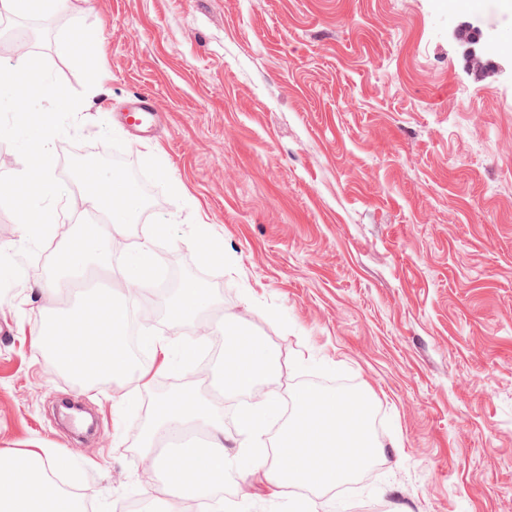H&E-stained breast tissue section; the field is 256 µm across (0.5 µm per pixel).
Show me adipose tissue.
<instances>
[{"label":"adipose tissue","mask_w":512,"mask_h":512,"mask_svg":"<svg viewBox=\"0 0 512 512\" xmlns=\"http://www.w3.org/2000/svg\"><path fill=\"white\" fill-rule=\"evenodd\" d=\"M272 369L268 346L248 331L233 337L224 354L232 391L250 394ZM63 463L47 448L0 450V512H82L80 500L54 481Z\"/></svg>","instance_id":"1"}]
</instances>
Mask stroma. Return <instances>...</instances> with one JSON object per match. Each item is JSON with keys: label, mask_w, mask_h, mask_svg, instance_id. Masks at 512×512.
<instances>
[{"label": "stroma", "mask_w": 512, "mask_h": 512, "mask_svg": "<svg viewBox=\"0 0 512 512\" xmlns=\"http://www.w3.org/2000/svg\"><path fill=\"white\" fill-rule=\"evenodd\" d=\"M503 0H68L11 19L32 54L86 97L55 154L156 157L158 185L114 241L121 259L151 242L165 268L207 284L203 318H243L273 351L271 393L303 383L370 396L383 455L329 492L327 512H512V77L471 75L450 31L479 23L512 42ZM92 28L100 70L85 90L55 46ZM148 92L151 136L113 122ZM91 209L57 225L33 258L0 208V449L49 448L87 512L165 506L137 451L155 396L178 380L152 351L151 383L78 385L33 340L48 311L38 287ZM207 227L223 250L208 261ZM153 295L147 330L195 340ZM250 512H296L262 473L234 470Z\"/></svg>", "instance_id": "obj_1"}]
</instances>
